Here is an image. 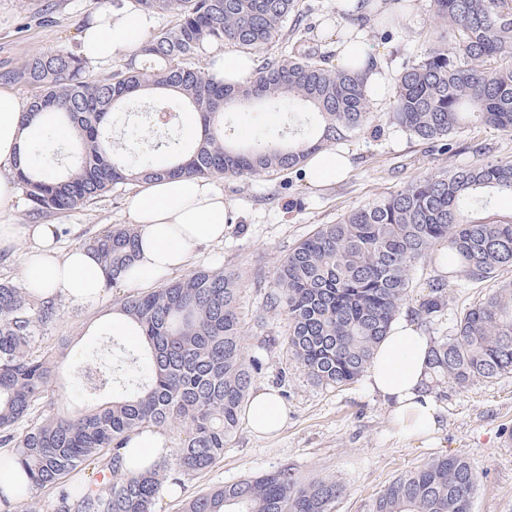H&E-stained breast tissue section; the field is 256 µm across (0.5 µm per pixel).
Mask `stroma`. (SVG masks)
<instances>
[{
	"instance_id": "35a3bbf8",
	"label": "stroma",
	"mask_w": 512,
	"mask_h": 512,
	"mask_svg": "<svg viewBox=\"0 0 512 512\" xmlns=\"http://www.w3.org/2000/svg\"><path fill=\"white\" fill-rule=\"evenodd\" d=\"M119 0H0V72L43 51L78 53L79 37L89 16ZM304 21L298 33L306 49L330 54L322 34L325 19L336 12V0H300ZM437 34L430 0H421L416 15L376 20L365 28L370 52L381 57L386 78L409 60L423 55ZM394 86L371 101L374 120L344 144L353 160L348 177L317 188L303 171L289 170L255 177H220L226 196L238 210L223 242L194 251L192 269H225L239 273L237 313L246 355L259 367L252 387L276 389L288 408L279 436L259 439L239 427L224 456L208 471L181 476L179 495L162 494L161 512H182L199 492L247 476L293 467L306 479L332 478L344 488L334 512H372L379 493L397 476L441 455L458 454L478 477L472 512H512V374L478 379L461 388L445 382L435 397L447 425L438 442L426 444L396 435L388 410L365 380L329 388L314 382L289 354L285 344L288 318L267 308L279 264L294 246L319 225L333 224L352 209L371 203L413 180L486 161L512 160V134L474 124L449 135L447 143L416 139L391 123ZM305 113L282 111L269 116L226 109L224 124L233 141L258 136L266 123L297 126ZM184 137L185 125L168 128L148 123L142 113L120 116L112 124L115 145L134 149L138 137ZM129 187H117L92 204L54 216L61 247L85 243L123 223ZM489 284L457 281L448 288L444 313L432 324V335L446 333L461 313L482 301ZM126 289L110 288L103 304L78 306L58 302L55 322L35 336L36 353L63 362L44 400L45 409L65 411L82 398L71 374L87 353L119 342L134 350L138 338L115 310Z\"/></svg>"
}]
</instances>
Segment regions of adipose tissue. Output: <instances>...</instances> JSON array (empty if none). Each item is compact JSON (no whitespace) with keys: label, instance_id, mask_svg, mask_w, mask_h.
<instances>
[{"label":"adipose tissue","instance_id":"adipose-tissue-1","mask_svg":"<svg viewBox=\"0 0 512 512\" xmlns=\"http://www.w3.org/2000/svg\"><path fill=\"white\" fill-rule=\"evenodd\" d=\"M393 8L392 0H336L337 15L328 19L325 28L332 39L337 67L362 70L371 89L379 93L386 84L381 62L370 55L359 29L344 26L341 16L354 13L370 17ZM155 26L154 14L133 0H126L117 9L105 6L84 28L80 53L87 60L110 63L138 51ZM203 52L206 75L219 83L244 82L256 67L254 54L229 43L205 44ZM25 110V103L13 90L0 87V249L10 248L17 238L27 240L22 262L37 296L78 305L97 303L109 281L94 251L81 244L61 249L55 224L18 227L7 219L20 203L15 172L30 161L36 133L35 126L21 122ZM351 165L347 150L322 149L308 157L305 176L309 184L319 187L345 177ZM233 211V202L211 177L143 183L126 202L125 218L138 231V250L119 285L147 288L158 276L184 270L199 244L223 242ZM429 350V336L415 322L398 318L378 345L366 372L370 390L384 401L392 425L406 438L432 440L446 425L440 404L423 389ZM287 414L278 393L262 389L247 398L240 418L252 434L267 438L279 433Z\"/></svg>","mask_w":512,"mask_h":512}]
</instances>
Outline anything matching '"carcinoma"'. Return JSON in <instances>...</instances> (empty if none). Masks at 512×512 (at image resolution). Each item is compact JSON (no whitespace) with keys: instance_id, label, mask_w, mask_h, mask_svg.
<instances>
[{"instance_id":"obj_1","label":"carcinoma","mask_w":512,"mask_h":512,"mask_svg":"<svg viewBox=\"0 0 512 512\" xmlns=\"http://www.w3.org/2000/svg\"><path fill=\"white\" fill-rule=\"evenodd\" d=\"M142 9L174 18L146 40L124 68L99 79L86 76L73 53L34 55L0 77L31 89L23 123L43 113L38 141L50 144L60 126H72L75 164L55 169V156L17 168L16 178L34 219L79 209L117 186L162 178L254 176L304 166L308 156L344 141L371 123L365 74L336 69L299 46L259 58L254 74L236 86L216 84L188 65L208 40L252 54L282 38L299 19V0H136ZM436 43L395 76L393 123L423 141L448 137L476 119L512 133V0H431ZM164 92L158 112L192 113L200 136L169 139L132 153L112 145L114 114L137 97ZM230 104L249 109L283 105L311 111L306 128L284 140L271 132L242 146L224 133ZM165 149L158 162L154 152ZM512 194V162L456 168L389 192L322 224L292 249L277 269L266 306L288 315L287 350L318 384L340 387L371 364L382 338L406 301L410 271L434 248L448 247V278L416 312L430 323L442 315L448 279L489 282L486 299L464 312L447 334L433 336L426 391L450 380L512 373V218L489 213L491 194ZM137 230L116 225L87 246L115 280L136 258ZM238 276L200 269L146 293L126 296L116 311L137 330L142 354L112 364L91 354L76 369L84 396L112 391V400L73 412L39 410L58 362L32 351L40 328L56 316L28 288L0 283V447L30 473L35 489H56V512H154L166 475L158 464L141 472L126 465L123 449L142 428L176 423L181 472L200 474L224 457L239 426L256 368L247 358L236 312ZM22 431H17L19 425ZM102 475L103 487L62 488L81 467ZM477 477L460 455L437 457L392 481L372 512H472ZM340 482L300 478L285 465L203 491L182 512H331Z\"/></svg>"}]
</instances>
